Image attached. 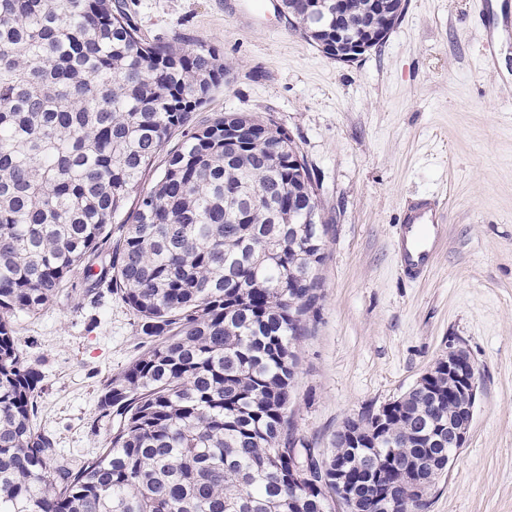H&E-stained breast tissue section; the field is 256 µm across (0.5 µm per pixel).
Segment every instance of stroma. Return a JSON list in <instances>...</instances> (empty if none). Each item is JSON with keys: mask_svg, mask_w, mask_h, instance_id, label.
Returning <instances> with one entry per match:
<instances>
[{"mask_svg": "<svg viewBox=\"0 0 512 512\" xmlns=\"http://www.w3.org/2000/svg\"><path fill=\"white\" fill-rule=\"evenodd\" d=\"M406 0L382 46L341 63L266 0H125L142 36L220 50L224 84L198 119L245 112L288 131L331 221L319 299L296 343L289 413L330 451L351 416L388 403L464 347L482 377L469 437L428 512H512V0ZM492 44L495 61L483 65ZM444 212L431 268L409 280L393 239L408 201ZM73 275L16 343L43 372L37 425L78 462L105 443L108 379L151 347L118 295Z\"/></svg>", "mask_w": 512, "mask_h": 512, "instance_id": "1", "label": "stroma"}]
</instances>
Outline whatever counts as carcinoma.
<instances>
[{
  "label": "carcinoma",
  "mask_w": 512,
  "mask_h": 512,
  "mask_svg": "<svg viewBox=\"0 0 512 512\" xmlns=\"http://www.w3.org/2000/svg\"><path fill=\"white\" fill-rule=\"evenodd\" d=\"M223 84L215 48L144 41L124 0H0V512H332L338 469L356 512L428 509L459 419L440 362L325 461L295 453L294 344L329 221L288 223L313 176L286 131L244 113L192 124ZM79 270L86 294L108 284L159 341L105 384L115 422L74 466L34 423L43 375L12 316L40 313Z\"/></svg>",
  "instance_id": "cac0c4a2"
}]
</instances>
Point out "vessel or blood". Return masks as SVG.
<instances>
[{"instance_id":"obj_1","label":"vessel or blood","mask_w":512,"mask_h":512,"mask_svg":"<svg viewBox=\"0 0 512 512\" xmlns=\"http://www.w3.org/2000/svg\"><path fill=\"white\" fill-rule=\"evenodd\" d=\"M439 200L421 199L404 215L396 254L404 275L415 279L428 268L439 235Z\"/></svg>"}]
</instances>
